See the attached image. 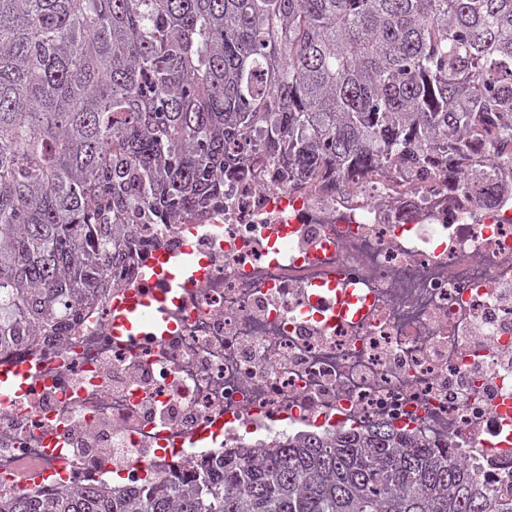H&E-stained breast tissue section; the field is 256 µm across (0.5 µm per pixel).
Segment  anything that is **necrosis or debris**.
I'll list each match as a JSON object with an SVG mask.
<instances>
[{
  "instance_id": "1",
  "label": "necrosis or debris",
  "mask_w": 512,
  "mask_h": 512,
  "mask_svg": "<svg viewBox=\"0 0 512 512\" xmlns=\"http://www.w3.org/2000/svg\"><path fill=\"white\" fill-rule=\"evenodd\" d=\"M283 167L244 161L195 217L134 223L94 304L0 356L29 369L0 398L1 498L375 424L512 487V162L357 183ZM172 275L163 323L118 337L127 294Z\"/></svg>"
}]
</instances>
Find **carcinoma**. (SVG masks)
Instances as JSON below:
<instances>
[{
  "mask_svg": "<svg viewBox=\"0 0 512 512\" xmlns=\"http://www.w3.org/2000/svg\"><path fill=\"white\" fill-rule=\"evenodd\" d=\"M253 132L310 181L511 145L512 0H0V352L97 299L125 216L224 194ZM0 512H512V493L377 425Z\"/></svg>",
  "mask_w": 512,
  "mask_h": 512,
  "instance_id": "cac0c4a2",
  "label": "carcinoma"
}]
</instances>
